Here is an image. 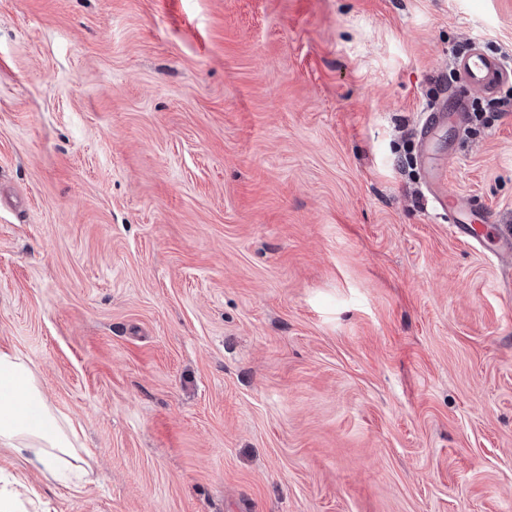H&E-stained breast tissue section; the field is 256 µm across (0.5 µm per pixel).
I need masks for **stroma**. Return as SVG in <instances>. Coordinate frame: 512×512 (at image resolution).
I'll return each instance as SVG.
<instances>
[{
	"label": "stroma",
	"instance_id": "stroma-1",
	"mask_svg": "<svg viewBox=\"0 0 512 512\" xmlns=\"http://www.w3.org/2000/svg\"><path fill=\"white\" fill-rule=\"evenodd\" d=\"M512 0H0V349L91 482L29 512H512ZM459 78L484 96H492L508 81L510 70L498 57L472 47L455 60ZM467 112L464 101L459 100L448 108V101L445 99L424 114L418 130V147L423 161L425 182L434 208L448 217V223L453 224L454 232L461 240L483 246L485 241L492 238L493 255L498 261L510 263L512 234L485 224L489 221L484 214H475L469 202L448 194L443 186L446 172L436 162L434 141L438 133L448 127L453 131V139L448 144L449 149H453L455 133L462 130L468 122Z\"/></svg>",
	"mask_w": 512,
	"mask_h": 512
}]
</instances>
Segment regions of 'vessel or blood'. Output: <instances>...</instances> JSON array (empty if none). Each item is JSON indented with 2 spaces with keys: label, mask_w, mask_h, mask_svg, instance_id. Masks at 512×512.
Masks as SVG:
<instances>
[{
  "label": "vessel or blood",
  "mask_w": 512,
  "mask_h": 512,
  "mask_svg": "<svg viewBox=\"0 0 512 512\" xmlns=\"http://www.w3.org/2000/svg\"><path fill=\"white\" fill-rule=\"evenodd\" d=\"M455 69L462 81L485 96L496 94L512 78V70L501 59L479 47L470 48L458 56ZM467 122V105L461 100L451 105L440 103L425 113L418 130V147L425 182L435 209L447 216L461 240L478 245L492 241L496 259L507 262L512 260V234L488 224L486 216L475 214L470 203L463 198L448 194L443 186L446 172L436 162L434 141L438 133L447 128L460 131Z\"/></svg>",
  "instance_id": "b4317fda"
}]
</instances>
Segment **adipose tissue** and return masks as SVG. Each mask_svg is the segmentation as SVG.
Wrapping results in <instances>:
<instances>
[{"instance_id": "adipose-tissue-1", "label": "adipose tissue", "mask_w": 512, "mask_h": 512, "mask_svg": "<svg viewBox=\"0 0 512 512\" xmlns=\"http://www.w3.org/2000/svg\"><path fill=\"white\" fill-rule=\"evenodd\" d=\"M74 421L45 398L34 370L18 353L0 351V447L53 479L79 484L93 472L78 448Z\"/></svg>"}]
</instances>
